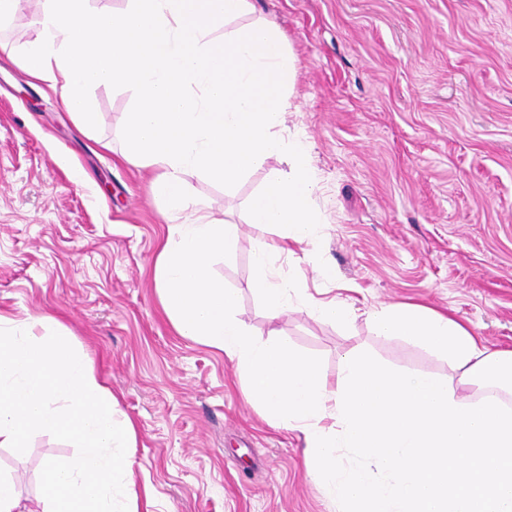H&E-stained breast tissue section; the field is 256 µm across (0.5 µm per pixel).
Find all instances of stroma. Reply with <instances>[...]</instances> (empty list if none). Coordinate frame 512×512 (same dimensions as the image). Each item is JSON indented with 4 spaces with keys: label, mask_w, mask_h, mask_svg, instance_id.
<instances>
[{
    "label": "stroma",
    "mask_w": 512,
    "mask_h": 512,
    "mask_svg": "<svg viewBox=\"0 0 512 512\" xmlns=\"http://www.w3.org/2000/svg\"><path fill=\"white\" fill-rule=\"evenodd\" d=\"M276 19L296 77L281 128L306 146L320 227L309 245L247 221L273 157L232 188L187 173L209 220L239 224L234 255L214 276L239 297L257 341L282 340L336 379L366 351L405 373L457 378L447 357L378 335L373 311L416 303L512 351V0H252ZM41 39L37 0L0 19V314L36 334L72 336L136 428L128 454L153 512H337L306 456L301 430L268 422L223 351L180 335L157 291L168 235L155 168L125 159L127 88L92 87L89 131L23 69ZM298 296L269 316L254 289V252ZM351 307L334 322L320 301ZM72 443L34 434L0 448V469L24 497L40 493L46 458Z\"/></svg>",
    "instance_id": "obj_1"
}]
</instances>
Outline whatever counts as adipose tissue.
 Wrapping results in <instances>:
<instances>
[{
  "instance_id": "adipose-tissue-1",
  "label": "adipose tissue",
  "mask_w": 512,
  "mask_h": 512,
  "mask_svg": "<svg viewBox=\"0 0 512 512\" xmlns=\"http://www.w3.org/2000/svg\"><path fill=\"white\" fill-rule=\"evenodd\" d=\"M270 245H262L254 262L260 272L256 290L270 315L287 307L297 288L293 280L274 279L267 273ZM380 335L404 336L417 340L434 352L448 357L460 382L476 375L512 379V352H492L462 324L451 317L419 305H398L380 308L373 314Z\"/></svg>"
}]
</instances>
